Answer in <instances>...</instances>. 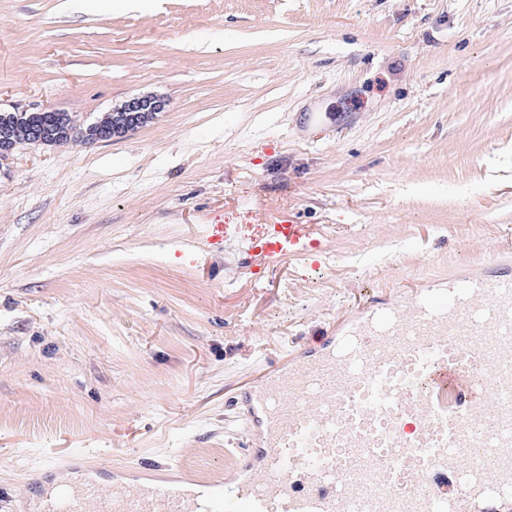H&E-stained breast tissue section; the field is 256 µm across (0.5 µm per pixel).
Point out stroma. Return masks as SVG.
Here are the masks:
<instances>
[{"instance_id": "stroma-1", "label": "stroma", "mask_w": 512, "mask_h": 512, "mask_svg": "<svg viewBox=\"0 0 512 512\" xmlns=\"http://www.w3.org/2000/svg\"><path fill=\"white\" fill-rule=\"evenodd\" d=\"M145 94L0 168V512L102 461L220 479L227 399L295 346L512 265V0H0V112ZM287 221L322 261L247 255ZM165 106V100L157 96L134 97L112 111V125L105 127V124L99 126L90 124L84 131L66 112H58L54 109H43L39 112H0V130L25 131L29 136L36 132L64 131L65 135L58 141L57 139L49 141L55 143L67 140L70 137L67 131L71 133L72 130L71 138L74 133H80L86 140H91L95 134L102 137L103 134L112 132L110 140H100L111 141L123 138L127 133L134 131L157 113L163 112ZM86 131H89V134L85 135Z\"/></svg>"}]
</instances>
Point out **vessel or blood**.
<instances>
[{
	"instance_id": "b4317fda",
	"label": "vessel or blood",
	"mask_w": 512,
	"mask_h": 512,
	"mask_svg": "<svg viewBox=\"0 0 512 512\" xmlns=\"http://www.w3.org/2000/svg\"><path fill=\"white\" fill-rule=\"evenodd\" d=\"M318 244L292 222L246 250ZM230 404L248 433L224 482H86L48 512H512V270L372 301Z\"/></svg>"
}]
</instances>
